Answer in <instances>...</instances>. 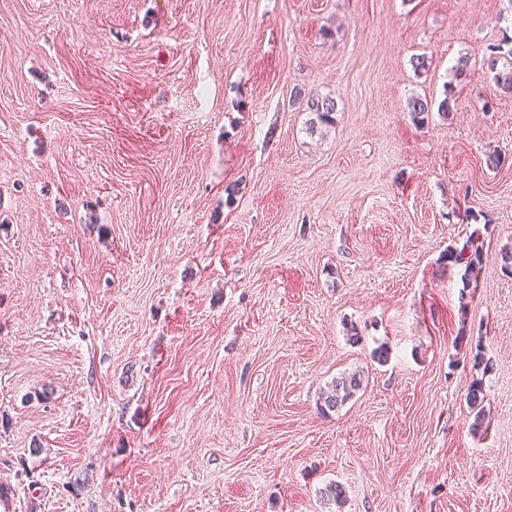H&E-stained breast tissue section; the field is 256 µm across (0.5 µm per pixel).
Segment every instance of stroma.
I'll list each match as a JSON object with an SVG mask.
<instances>
[{
	"instance_id": "1",
	"label": "stroma",
	"mask_w": 512,
	"mask_h": 512,
	"mask_svg": "<svg viewBox=\"0 0 512 512\" xmlns=\"http://www.w3.org/2000/svg\"><path fill=\"white\" fill-rule=\"evenodd\" d=\"M507 36L512 0H0V512H512ZM509 39H503V43L488 48V65L494 72V80L497 87L503 92L512 94V47L506 52L504 45L509 44ZM501 63V68H498ZM449 262L464 266V278L462 280L463 288H469L475 278V271L482 262L481 245L478 238L469 237L460 249L452 250L448 253ZM362 382V375L359 372H351L334 379L323 392L322 411L327 413L338 409L361 388Z\"/></svg>"
}]
</instances>
